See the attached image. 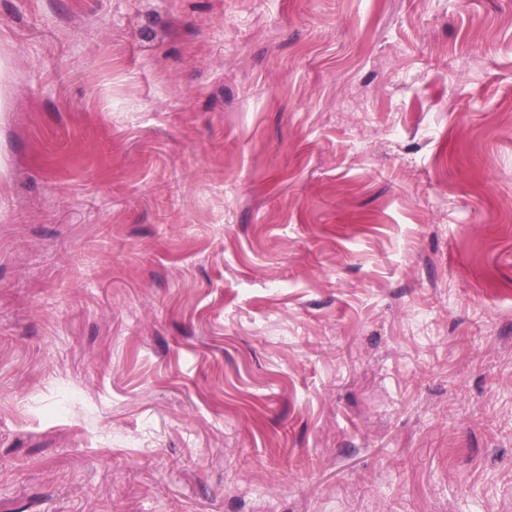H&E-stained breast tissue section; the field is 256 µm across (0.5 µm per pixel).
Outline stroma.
Returning a JSON list of instances; mask_svg holds the SVG:
<instances>
[{"label": "stroma", "instance_id": "35a3bbf8", "mask_svg": "<svg viewBox=\"0 0 512 512\" xmlns=\"http://www.w3.org/2000/svg\"><path fill=\"white\" fill-rule=\"evenodd\" d=\"M0 512H512V0H0Z\"/></svg>", "mask_w": 512, "mask_h": 512}]
</instances>
